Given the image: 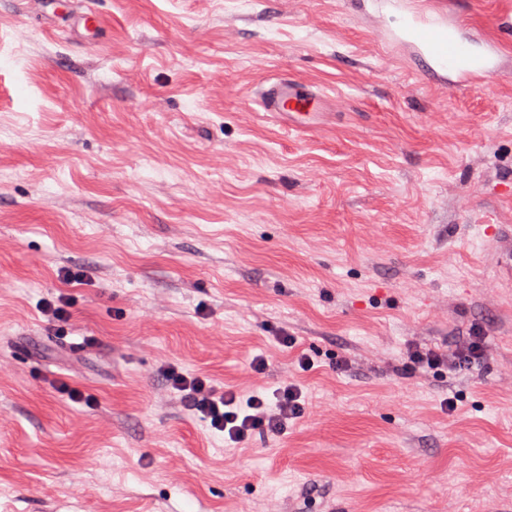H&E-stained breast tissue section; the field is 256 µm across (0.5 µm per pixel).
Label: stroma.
<instances>
[{"mask_svg":"<svg viewBox=\"0 0 512 512\" xmlns=\"http://www.w3.org/2000/svg\"><path fill=\"white\" fill-rule=\"evenodd\" d=\"M414 2L0 0V512H512V0H426L499 45L462 79ZM276 76L320 128L257 112ZM474 325L479 365L399 371ZM164 365L310 412L236 447ZM69 299L60 294L43 303L41 309L45 316L50 318L60 330H63L70 321Z\"/></svg>","mask_w":512,"mask_h":512,"instance_id":"1","label":"stroma"}]
</instances>
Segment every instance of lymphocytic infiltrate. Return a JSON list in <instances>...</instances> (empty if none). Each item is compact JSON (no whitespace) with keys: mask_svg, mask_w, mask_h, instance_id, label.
I'll list each match as a JSON object with an SVG mask.
<instances>
[{"mask_svg":"<svg viewBox=\"0 0 512 512\" xmlns=\"http://www.w3.org/2000/svg\"><path fill=\"white\" fill-rule=\"evenodd\" d=\"M485 356L484 338L474 333L451 348L427 347L411 340L404 348L402 366L407 371L441 375L465 364L481 363ZM163 375L168 394L177 399L186 414L208 423L228 443H242L257 432L280 437L290 423L307 413L302 388L293 381L270 393L256 389L244 394L230 387H216L202 374L189 375L168 367Z\"/></svg>","mask_w":512,"mask_h":512,"instance_id":"lymphocytic-infiltrate-1","label":"lymphocytic infiltrate"}]
</instances>
